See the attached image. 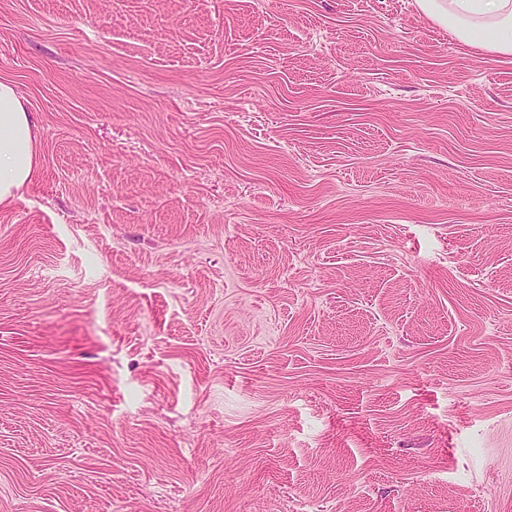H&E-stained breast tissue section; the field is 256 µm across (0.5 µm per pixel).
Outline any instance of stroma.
Masks as SVG:
<instances>
[{
	"instance_id": "35a3bbf8",
	"label": "stroma",
	"mask_w": 512,
	"mask_h": 512,
	"mask_svg": "<svg viewBox=\"0 0 512 512\" xmlns=\"http://www.w3.org/2000/svg\"><path fill=\"white\" fill-rule=\"evenodd\" d=\"M0 512H512V57L414 0H0ZM33 128L16 86L0 81V204L15 199L33 178L38 164Z\"/></svg>"
}]
</instances>
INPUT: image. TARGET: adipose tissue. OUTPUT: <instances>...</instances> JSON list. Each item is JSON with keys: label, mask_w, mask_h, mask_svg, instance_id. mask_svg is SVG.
<instances>
[{"label": "adipose tissue", "mask_w": 512, "mask_h": 512, "mask_svg": "<svg viewBox=\"0 0 512 512\" xmlns=\"http://www.w3.org/2000/svg\"><path fill=\"white\" fill-rule=\"evenodd\" d=\"M463 45L512 56V0H416ZM34 124L12 82L0 81V204L15 199L38 164Z\"/></svg>", "instance_id": "obj_1"}]
</instances>
